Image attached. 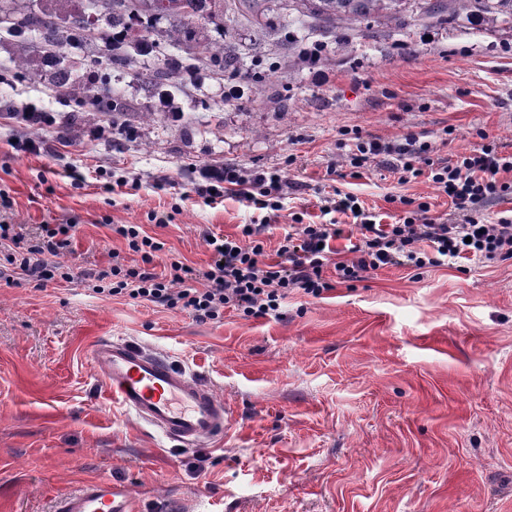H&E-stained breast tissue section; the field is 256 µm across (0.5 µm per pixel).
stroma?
<instances>
[{
	"label": "stroma",
	"mask_w": 512,
	"mask_h": 512,
	"mask_svg": "<svg viewBox=\"0 0 512 512\" xmlns=\"http://www.w3.org/2000/svg\"><path fill=\"white\" fill-rule=\"evenodd\" d=\"M232 40L266 77L186 67L183 87L112 73L137 132L87 115L62 134L49 81L0 84V193L17 224H70L72 278L37 289L0 279V512H53L58 497L108 479L140 512H512V260L421 270L389 267L325 298L292 296L280 316L220 321L89 291L113 236L141 224L205 267L204 231L236 233L259 213L234 191L207 202L206 167L275 170L289 184L265 231L322 222L333 190L403 216L406 199L454 222L426 178L403 185L376 159L350 177L356 138L428 142L434 161L493 144L512 150V31L425 19L359 38L328 33L309 65L274 32L238 16ZM30 102L51 126L20 121ZM105 126L93 139L88 129ZM33 138L35 156L17 146ZM79 179L68 177V170ZM171 217L159 228L151 212ZM160 352L231 408L222 439L179 448L101 385V338Z\"/></svg>",
	"instance_id": "stroma-1"
}]
</instances>
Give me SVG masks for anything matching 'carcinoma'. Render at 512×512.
Instances as JSON below:
<instances>
[{
    "instance_id": "1",
    "label": "carcinoma",
    "mask_w": 512,
    "mask_h": 512,
    "mask_svg": "<svg viewBox=\"0 0 512 512\" xmlns=\"http://www.w3.org/2000/svg\"><path fill=\"white\" fill-rule=\"evenodd\" d=\"M276 0H38V8L0 9V39H38L33 52L14 59L12 72L0 83L40 79L41 65L53 68L51 83L58 100L72 113L93 111L110 117L122 111L105 73L114 68L135 72L137 79L152 83H182L187 61H197L216 75L252 71V64L236 45L216 39L246 10L255 25L267 27ZM439 22L475 21L483 26L512 29V0H282L280 5L296 14L295 24L284 33L288 47L316 33L335 29L355 31L372 24L399 22L408 5ZM158 43L170 54L155 70L137 68L138 58ZM77 44L98 58L97 75L91 81L77 76L64 48Z\"/></svg>"
}]
</instances>
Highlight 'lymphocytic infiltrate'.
I'll return each instance as SVG.
<instances>
[{
  "label": "lymphocytic infiltrate",
  "mask_w": 512,
  "mask_h": 512,
  "mask_svg": "<svg viewBox=\"0 0 512 512\" xmlns=\"http://www.w3.org/2000/svg\"><path fill=\"white\" fill-rule=\"evenodd\" d=\"M429 153L428 144L413 138L396 146L360 139L350 154V175L360 177L373 159L387 156L400 182L424 175L448 195L460 216L457 223L428 220L429 207L422 202L398 222L383 224L360 208L354 195L337 191L321 208L329 223L295 225L275 254L265 249L264 224H244L235 235L204 233L209 252L206 268H193L172 256L160 274L153 263L164 242L146 235L141 225L116 224L113 234L141 262L127 265L120 255H113L110 266L89 274L87 286L96 294L185 311L201 322L220 320L228 309L257 319L278 315L292 294L320 298L332 291L334 283L358 281L384 267L421 270L465 260H511L512 218L489 224L482 210L512 188L500 179L512 172V153L486 144L446 163L434 162ZM202 176L210 202L223 198L225 186H238L248 207L277 211L288 193L287 181L275 171L245 172L227 165L203 170ZM337 213L352 217L358 234L342 249L335 245L342 235L333 219ZM12 216V200L0 194V253L13 273L37 288L57 278L70 280L69 270L55 258L70 245L72 225L41 224L27 232L13 224ZM329 266L336 274L332 281L324 275Z\"/></svg>",
  "instance_id": "lymphocytic-infiltrate-1"
}]
</instances>
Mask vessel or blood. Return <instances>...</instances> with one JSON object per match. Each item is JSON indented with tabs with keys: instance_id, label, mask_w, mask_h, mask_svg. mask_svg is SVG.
I'll return each mask as SVG.
<instances>
[{
	"instance_id": "1",
	"label": "vessel or blood",
	"mask_w": 512,
	"mask_h": 512,
	"mask_svg": "<svg viewBox=\"0 0 512 512\" xmlns=\"http://www.w3.org/2000/svg\"><path fill=\"white\" fill-rule=\"evenodd\" d=\"M91 358L113 399L176 446H200L223 436L228 406L209 384L192 379L168 358L109 337L93 346ZM54 512L138 510L123 486L100 479L60 497Z\"/></svg>"
}]
</instances>
